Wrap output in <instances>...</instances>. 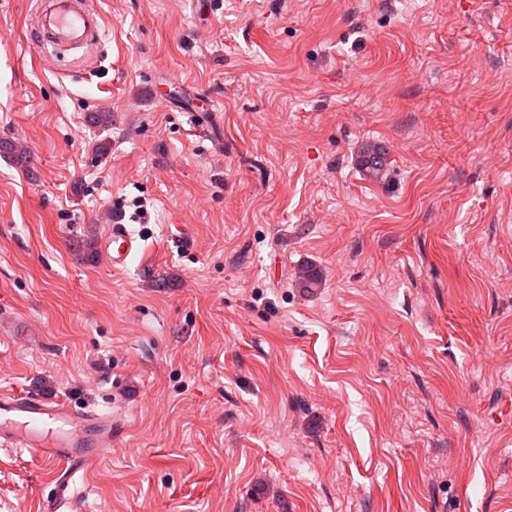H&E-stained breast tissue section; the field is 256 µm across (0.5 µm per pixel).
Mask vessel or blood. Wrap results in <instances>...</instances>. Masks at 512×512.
<instances>
[{"label":"vessel or blood","mask_w":512,"mask_h":512,"mask_svg":"<svg viewBox=\"0 0 512 512\" xmlns=\"http://www.w3.org/2000/svg\"><path fill=\"white\" fill-rule=\"evenodd\" d=\"M39 45L85 54L102 33V18L92 0H41L34 16ZM136 250L126 225L113 223L100 245L102 260L125 268ZM111 418L94 411H76L28 392L0 394V446L26 448L48 463L59 464L56 493L43 512H76L85 493L77 478L112 449Z\"/></svg>","instance_id":"1"}]
</instances>
